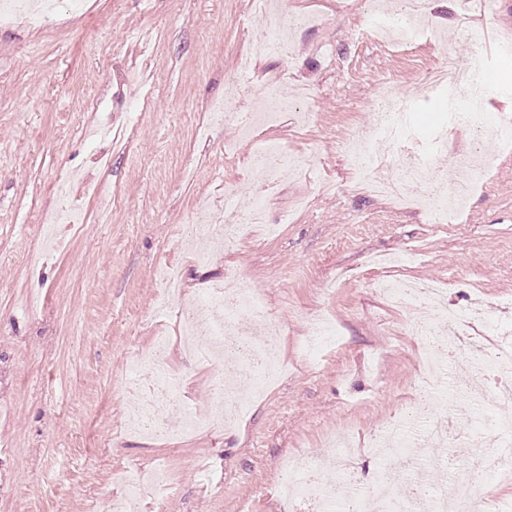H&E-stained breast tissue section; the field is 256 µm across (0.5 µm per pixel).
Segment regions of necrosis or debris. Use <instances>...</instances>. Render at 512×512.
I'll return each instance as SVG.
<instances>
[{
  "label": "necrosis or debris",
  "instance_id": "obj_1",
  "mask_svg": "<svg viewBox=\"0 0 512 512\" xmlns=\"http://www.w3.org/2000/svg\"><path fill=\"white\" fill-rule=\"evenodd\" d=\"M406 10H393L374 16L366 30L367 36L381 31L398 32L403 44H410L425 33L427 27L419 20L427 11V0H409ZM253 13L266 22L252 47L261 57H283L290 52V38L299 30L319 27L321 19L312 14L283 15L269 9L267 0H252ZM483 69L481 56H474L469 64H460L452 52H443L438 63L428 69L420 79L419 87L432 90L453 85L455 91L468 103L466 109L451 113L450 131L474 129L481 136L492 138L498 153L512 154V125L496 121L480 122L476 112L482 104L488 86L480 80ZM415 101L414 94H403L390 87H378L375 92V119L368 130H355L342 142V151L349 159L357 177L378 192H393L405 197L419 199L426 211L429 223L446 224L456 214L455 202L482 183L491 156L478 152L470 156L456 155L450 162L463 169L464 177L458 182L445 183L440 178L434 162L446 151L447 137H437L427 151L408 154L404 144V125L409 110ZM303 100L287 98L280 94L275 84H268L265 91L254 101L248 113L239 123L242 132L259 134L263 128L277 127L291 112L302 111ZM386 141L391 150V163L380 169L377 154L372 148L373 140ZM319 162L317 153L284 150L281 143L263 138L260 146L248 158L251 169L261 172L265 183L252 189L253 204L249 209H240L237 198L240 188L237 183L224 185V221L215 223L210 214L202 213L196 218L197 232L205 238H217L225 249L232 250L247 238L251 225L266 223L268 194L274 188L276 176L302 169H309ZM394 298L413 311L409 323L413 334L436 338L445 335L448 328L460 327L466 318L456 311H448L439 320H430L425 312L433 294L427 289L408 290L393 284L389 287ZM488 335L497 337L495 346L479 348L470 352L463 349L449 351L452 359L478 360L479 366L470 380V394L482 398L495 386L512 384V370L505 368L503 358L512 353V334L499 332L490 307L479 311ZM249 323L255 330L253 336L240 338L236 334L238 325ZM190 348L194 355L209 361L223 355L232 358L241 367L234 384L217 383L213 389L214 412L197 409L187 410L180 427L169 426L165 409L179 394V382L170 367L171 339L166 335L153 338L150 350L142 355L139 366L152 371L155 384L151 390L135 398L129 407V419L140 433L173 439L179 432H187L208 425L212 418L223 423H232L236 415L248 404L253 393L262 389L280 370V331L268 318L263 299L247 288L244 282L234 287L215 286L207 289L198 299L191 318ZM394 477L380 481L368 491H359L347 497L352 512H469L476 498L475 483L465 476L453 477L448 492L432 498H424L421 492L405 500H397L392 488ZM281 494L289 500L309 503L311 512H330L331 489L321 479L313 460H304L298 467L285 470L280 487Z\"/></svg>",
  "mask_w": 512,
  "mask_h": 512
}]
</instances>
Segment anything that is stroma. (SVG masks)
<instances>
[{
  "instance_id": "obj_1",
  "label": "stroma",
  "mask_w": 512,
  "mask_h": 512,
  "mask_svg": "<svg viewBox=\"0 0 512 512\" xmlns=\"http://www.w3.org/2000/svg\"><path fill=\"white\" fill-rule=\"evenodd\" d=\"M281 9L324 22L295 34L290 58H258L244 78L238 60L261 27L250 0H84L78 13L60 6L43 28L0 27V512H102L106 498L122 496L125 477L156 471L167 485L138 512H306L280 494L286 464L342 433L356 481L371 488L390 464L371 447L405 419L429 374L426 339L378 292L380 277L438 285L439 310L497 304L512 329V156L474 188L464 223L440 226L422 207L396 210L359 190L340 149L352 129L372 123L378 86L412 92L446 50L468 63L470 25L490 33L493 91L481 110L512 120V54H495L498 32L512 28V0H499L496 17L476 13L467 23L458 0H430L431 20L448 36L443 47L426 35L406 47L361 36L369 0H281ZM271 81L289 97L308 88L314 119L301 133L288 115L270 136L317 152L322 165L282 176L268 206L278 236L255 234L198 265L207 243L195 236L196 213L220 215L228 181L241 187L239 205H251L248 188L261 175L247 166L254 144L236 115ZM220 97L230 117L206 125ZM451 110L443 94L418 100L409 147L446 129ZM103 122L111 134L91 136ZM63 177L86 221L57 225L52 248L39 218L60 207L54 185ZM286 213L291 221L280 224ZM164 264L178 268L181 293L155 320ZM230 273L279 324L287 372L239 425L172 441L128 432L126 407L152 379L129 365L157 333L170 334V366L182 381L171 419L211 409L216 382L236 377L234 362L202 363L181 349L189 307ZM316 316L337 341L312 360L304 341ZM447 372L448 437L408 459L398 493L467 470L479 491L473 512L504 510L512 454L495 478L476 466L502 402L491 392L456 412L450 402L470 367L456 362ZM200 463L222 473V493L199 489Z\"/></svg>"
}]
</instances>
